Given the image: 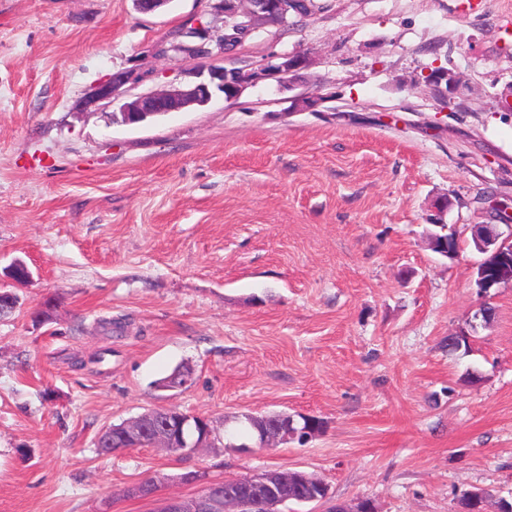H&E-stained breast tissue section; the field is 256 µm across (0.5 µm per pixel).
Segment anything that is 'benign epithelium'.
<instances>
[{
    "instance_id": "7a95c632",
    "label": "benign epithelium",
    "mask_w": 512,
    "mask_h": 512,
    "mask_svg": "<svg viewBox=\"0 0 512 512\" xmlns=\"http://www.w3.org/2000/svg\"><path fill=\"white\" fill-rule=\"evenodd\" d=\"M284 8V0H255L251 21L253 30L259 29L258 20ZM237 55L238 47L226 48L224 60L209 65L205 72L197 71V80L146 93H131V89L142 82L143 75L138 69L116 71L95 88L85 100V107L91 108L103 103L113 107V113L121 115V123L137 125L169 112L205 106L211 101L214 92L226 87L232 91V96L227 98L229 102L238 100L248 87L273 77L278 79L282 89L290 91L292 84L285 77L301 70L305 60L301 55H274L256 67L248 68L232 62ZM476 246L481 252L490 254V259L477 265L479 290L488 293L505 285L511 286L512 232L504 239L501 233L493 232L477 239ZM173 417L172 413L156 417L145 412L118 427H112V434L136 445L147 437L151 445L157 448H173L176 443ZM257 432L256 444L261 447L281 443L288 437L306 443L317 434V431L310 428L300 437L288 435V415L283 412L278 413L276 423L260 426ZM298 482L316 484L317 492L313 493L311 501L330 499L328 485L304 471L271 470L257 472L231 483L223 480L207 481L197 496L191 499L169 497L161 503L158 512H279L278 506L288 502L281 491Z\"/></svg>"
}]
</instances>
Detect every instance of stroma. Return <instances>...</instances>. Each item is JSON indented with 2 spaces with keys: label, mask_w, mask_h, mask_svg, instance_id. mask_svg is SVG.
I'll list each match as a JSON object with an SVG mask.
<instances>
[{
  "label": "stroma",
  "mask_w": 512,
  "mask_h": 512,
  "mask_svg": "<svg viewBox=\"0 0 512 512\" xmlns=\"http://www.w3.org/2000/svg\"><path fill=\"white\" fill-rule=\"evenodd\" d=\"M320 2L238 54L306 55L293 91L124 125L82 101L133 66L142 93L187 81L203 60L170 45L197 25L220 59L215 0H0V291L19 297L0 317V512H155L200 492L181 474L268 469L377 512H454L473 487L512 500V287L480 293L472 241L512 224V0ZM437 68L458 91L437 95ZM293 92L322 102L291 111ZM443 197L453 260L427 242ZM182 366L189 386L154 388ZM156 408L219 432L267 411L326 427L99 453L102 429ZM149 478L156 499L128 496Z\"/></svg>",
  "instance_id": "stroma-1"
}]
</instances>
